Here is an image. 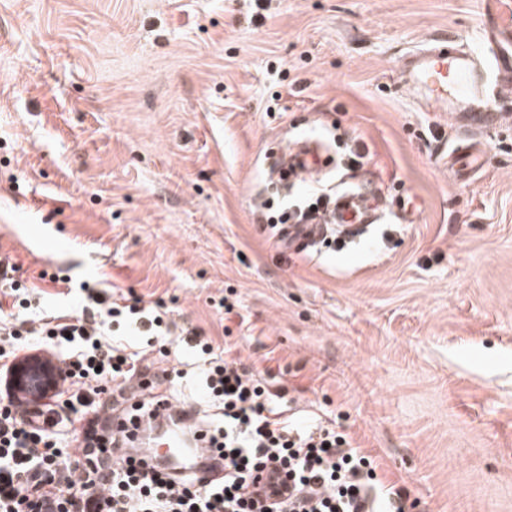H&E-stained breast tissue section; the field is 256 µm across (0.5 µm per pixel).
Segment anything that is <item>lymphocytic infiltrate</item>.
Instances as JSON below:
<instances>
[{
    "label": "lymphocytic infiltrate",
    "mask_w": 512,
    "mask_h": 512,
    "mask_svg": "<svg viewBox=\"0 0 512 512\" xmlns=\"http://www.w3.org/2000/svg\"><path fill=\"white\" fill-rule=\"evenodd\" d=\"M80 289L81 314L0 321L1 360L25 343L61 364L41 426L0 393V512H412L335 421L299 426L235 344L216 349L196 328L179 334L188 356L182 375L204 384L207 413L195 427L221 450L223 481L118 456L119 438L131 432L111 430L99 409L128 406L129 423L150 412L151 399L127 404L123 389L147 376L168 382L150 369L171 354L170 323L161 302L135 296L121 304L89 284ZM129 330L139 343L125 340Z\"/></svg>",
    "instance_id": "f902f5d3"
}]
</instances>
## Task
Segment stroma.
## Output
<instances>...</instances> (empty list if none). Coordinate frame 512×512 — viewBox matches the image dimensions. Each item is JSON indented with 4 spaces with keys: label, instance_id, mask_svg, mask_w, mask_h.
Masks as SVG:
<instances>
[{
    "label": "stroma",
    "instance_id": "1",
    "mask_svg": "<svg viewBox=\"0 0 512 512\" xmlns=\"http://www.w3.org/2000/svg\"><path fill=\"white\" fill-rule=\"evenodd\" d=\"M512 0H0V256L105 281L336 418L418 512H512V123L468 137L395 83ZM362 153L382 215L283 247L284 138ZM484 169L462 182L467 146ZM238 315L225 319L220 299Z\"/></svg>",
    "mask_w": 512,
    "mask_h": 512
}]
</instances>
